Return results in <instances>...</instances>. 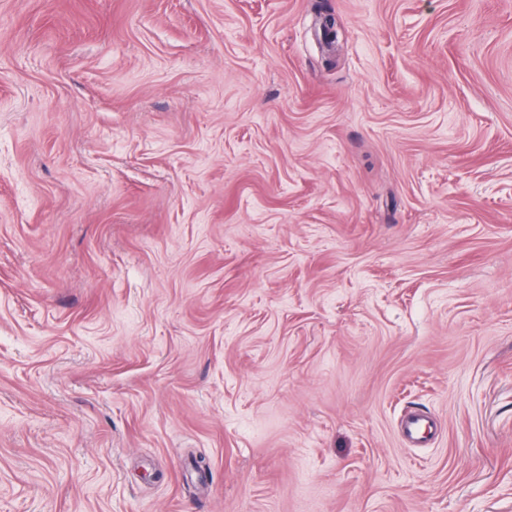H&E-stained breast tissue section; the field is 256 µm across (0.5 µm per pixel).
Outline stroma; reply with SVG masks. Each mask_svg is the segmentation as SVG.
<instances>
[{"instance_id":"stroma-1","label":"stroma","mask_w":512,"mask_h":512,"mask_svg":"<svg viewBox=\"0 0 512 512\" xmlns=\"http://www.w3.org/2000/svg\"><path fill=\"white\" fill-rule=\"evenodd\" d=\"M0 512H512V0H0Z\"/></svg>"}]
</instances>
